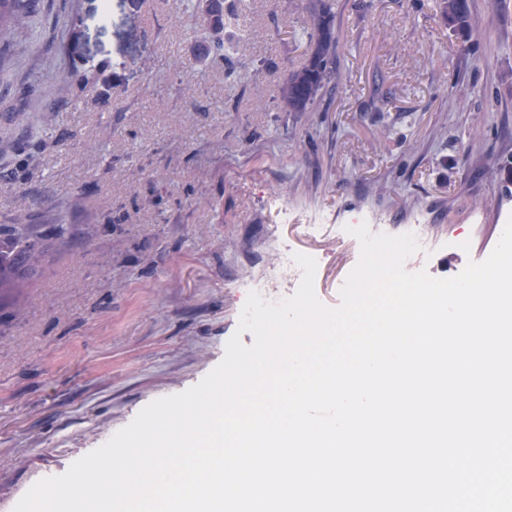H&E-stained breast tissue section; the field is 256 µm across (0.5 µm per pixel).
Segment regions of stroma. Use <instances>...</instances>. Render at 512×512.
Segmentation results:
<instances>
[{
    "label": "stroma",
    "mask_w": 512,
    "mask_h": 512,
    "mask_svg": "<svg viewBox=\"0 0 512 512\" xmlns=\"http://www.w3.org/2000/svg\"><path fill=\"white\" fill-rule=\"evenodd\" d=\"M195 2L111 0L102 25L100 0H36L9 44L0 224L23 202L70 232L26 318L0 317V512L199 383L233 334L252 344L244 285L280 241L315 258L335 307L360 254L346 226L422 222L405 268L450 278L512 217V0H467L463 29L441 0H335L336 86L308 112L276 106L308 0H237L226 33L253 53L231 63L198 56Z\"/></svg>",
    "instance_id": "1"
}]
</instances>
